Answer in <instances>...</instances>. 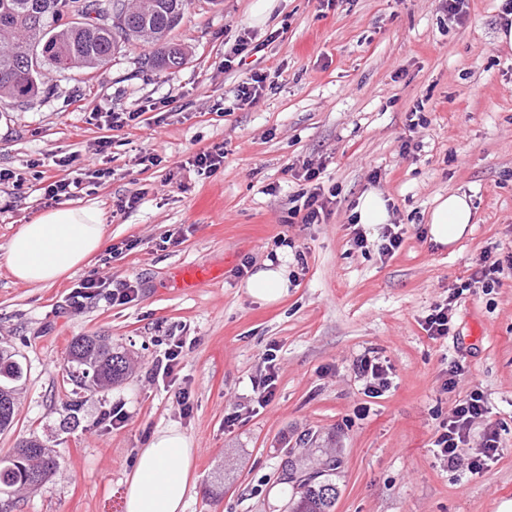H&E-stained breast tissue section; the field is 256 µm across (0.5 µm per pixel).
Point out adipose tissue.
Returning <instances> with one entry per match:
<instances>
[{"label": "adipose tissue", "mask_w": 512, "mask_h": 512, "mask_svg": "<svg viewBox=\"0 0 512 512\" xmlns=\"http://www.w3.org/2000/svg\"><path fill=\"white\" fill-rule=\"evenodd\" d=\"M474 221L466 194L439 196L429 216V239L448 246ZM102 210L65 202L20 225L6 245L5 265L15 282L54 286L74 270L89 265L107 237ZM287 261L266 260L246 281L247 294L264 304L288 293ZM195 460L192 441L175 426L157 431L138 452L128 479L126 512H185Z\"/></svg>", "instance_id": "1"}]
</instances>
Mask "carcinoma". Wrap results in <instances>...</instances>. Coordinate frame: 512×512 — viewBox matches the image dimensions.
<instances>
[{
    "label": "carcinoma",
    "instance_id": "obj_1",
    "mask_svg": "<svg viewBox=\"0 0 512 512\" xmlns=\"http://www.w3.org/2000/svg\"><path fill=\"white\" fill-rule=\"evenodd\" d=\"M96 0H0V105L28 104L40 93L48 71L96 69L124 45L144 50V65L177 69L187 55L173 37L189 0H112L123 14L118 25L92 16ZM130 365L101 336L72 339L69 379L80 389H103L121 381ZM23 377L17 354L0 348V431L13 427L15 387ZM328 461L309 471L291 467L281 480L294 484L291 512H332L336 484L327 478ZM61 467L60 458L35 435L21 438L11 457L0 460V493L36 487Z\"/></svg>",
    "mask_w": 512,
    "mask_h": 512
}]
</instances>
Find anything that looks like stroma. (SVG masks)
<instances>
[{"mask_svg":"<svg viewBox=\"0 0 512 512\" xmlns=\"http://www.w3.org/2000/svg\"><path fill=\"white\" fill-rule=\"evenodd\" d=\"M448 17L443 0H190L175 36L188 51L175 70L140 67V51L118 50L91 70L47 73L32 105L0 112V169L25 179L0 184V347L24 376L0 458L35 434L61 468L0 512H109L125 492L139 449L165 427L196 449L186 512H288L292 458L314 466L333 457V512H502L512 504V270L492 293L464 291L450 335L431 339L421 323L473 272L483 252L512 254V48L499 44L501 0H466ZM254 48L241 65L224 58L241 35ZM268 88L239 105L243 72ZM98 112H134L121 129ZM111 137L110 181L83 185L72 205H97L107 242L91 265L55 286L16 283L3 255L16 231L53 208L42 191L59 178L56 157L86 154ZM223 145L211 177L186 167L193 152ZM142 151L156 166L135 164ZM322 165L335 191L320 224L288 221L289 199L306 189L304 162ZM388 199L403 244L381 257L379 227L351 245L358 197ZM471 197L477 222L447 248L427 237L438 196ZM134 207H125L131 195ZM292 239L306 271L273 305L254 301L236 270L261 267L280 238ZM203 262L213 279L178 287L177 270ZM132 282V301L109 289L76 302L86 277ZM106 336L132 369L111 389L75 390L63 366L77 336ZM181 371L153 369L175 340ZM275 349L274 395L258 406L252 380ZM374 351L393 384L364 394L352 365ZM467 371L452 392L450 361ZM188 403H181L179 390ZM481 391L503 453L481 473L443 469L433 442L458 401ZM124 404L115 429L102 415ZM238 416L232 428L224 418Z\"/></svg>","mask_w":512,"mask_h":512,"instance_id":"1","label":"stroma"}]
</instances>
